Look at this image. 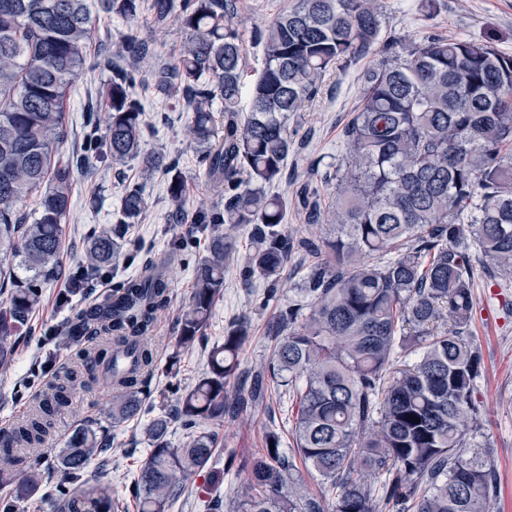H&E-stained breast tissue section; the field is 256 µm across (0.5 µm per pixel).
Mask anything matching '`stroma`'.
<instances>
[{"mask_svg":"<svg viewBox=\"0 0 512 512\" xmlns=\"http://www.w3.org/2000/svg\"><path fill=\"white\" fill-rule=\"evenodd\" d=\"M294 2L237 0L236 22L243 38L248 80H255L263 68V52L254 37L255 31ZM131 30L154 41L162 59L178 52L184 40L183 30L174 22L158 32L146 20L129 23L102 13L97 17L92 42L117 46ZM429 34L487 40L499 52L512 56V0H437L435 13L430 17L423 13L420 0H387L385 37L402 35L417 40ZM377 62V57L372 56L333 70L324 78L318 95L288 121L296 132L295 146L286 164L288 177L273 184L270 191L288 200L286 226L292 236L308 237L317 233L305 221L297 191L307 183L321 198L331 199L333 185L327 182L325 173L346 153L344 129L360 103L362 73ZM139 71L141 83L137 91L145 110V151L180 158L189 187L187 211H194L202 204H222V196L211 189L204 177L197 147L189 135L190 109L156 90L149 63L140 64ZM109 77L107 68L89 67L73 83L66 104L68 137L60 148L63 155L79 149L89 119L106 125V114L93 111L92 104ZM137 180L143 181L147 199L144 215L127 229L128 238L138 245L137 252L120 258L112 268L110 280L95 281L92 288L73 295L68 304L59 302L65 291L63 278L44 285L40 305L30 313L17 338L14 359L8 366L0 367V435L12 431L38 400L48 381L63 368L78 365L77 345L63 344L59 338L73 311L103 297L113 281L139 275L166 260L170 263V304L160 313L152 336L156 368L145 411L140 419L116 430L110 419L111 390L96 386L76 391L70 407L55 419L51 446L42 454V476L37 488L29 499L16 502L14 512H52L55 491L62 483L57 452L65 446L80 420L97 423L111 437L109 448L85 468L84 478L111 483L116 499L132 502L131 474L147 459L149 442L145 427L150 419L166 416L170 442L182 446L187 432L176 415L178 400L206 372L214 343L223 341L224 331L232 323L248 318L252 336L240 355L241 368L268 369L275 347L268 326L289 300L299 296L305 273V261L300 254H291L282 287L274 297H267L265 282L257 278L247 280L241 275L242 260L251 240L249 230L236 231L235 256L227 266L224 289L215 302L210 324L193 347L180 348L177 344L180 317L189 301L193 269L206 255L207 242L192 225L170 223L166 178L159 172L143 176L141 164L136 160L129 161L119 172L102 166L90 178L77 174L71 210L63 226L60 265L64 275L74 271L81 262L86 234L112 226L124 184ZM180 239L189 242L183 259L169 260L172 245ZM474 275L475 311L470 338L482 356V374L475 390L481 422L477 439L487 448L497 473L493 512H512V279L490 275L479 263L474 266ZM174 354L180 359V368L172 373L168 364ZM292 405L288 392L274 384L269 388L266 408L243 413L233 420L213 422L211 428L218 433L223 451L207 470L182 482L171 512H211L214 504L218 505V512H228L230 502L238 499L244 488V466L252 453L263 448L266 432H277L283 448H291L295 416Z\"/></svg>","mask_w":512,"mask_h":512,"instance_id":"stroma-1","label":"stroma"}]
</instances>
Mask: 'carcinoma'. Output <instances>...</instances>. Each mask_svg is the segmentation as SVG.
Segmentation results:
<instances>
[{
	"label": "carcinoma",
	"mask_w": 512,
	"mask_h": 512,
	"mask_svg": "<svg viewBox=\"0 0 512 512\" xmlns=\"http://www.w3.org/2000/svg\"><path fill=\"white\" fill-rule=\"evenodd\" d=\"M100 7L129 22L148 9L154 28L177 16L185 41L152 77L191 109L192 134L205 147L200 163L224 206L186 215L179 158L142 153L136 63L155 58L156 49L132 31L118 50L103 44L98 51L111 71L96 101L108 113L105 132L91 129L79 151L62 157L67 90L88 58L89 0H0V289H7L0 366L12 361L42 285L60 273L75 174L138 157L146 173L166 176L176 223L198 225L208 239L181 316L180 346L202 335L224 288L234 251L225 225L251 229L242 271L272 293L292 248L310 259L300 288L306 301L288 303L271 327V378L296 406L294 453L267 432L265 448L247 462V493L234 512H492L496 472L473 444L482 359L466 336L475 308L472 252L512 277V56L488 41L437 35L382 46L385 0H296L256 31L264 68L248 86L232 23L237 0H100ZM380 47L386 57L365 71L344 132L335 196L323 208L301 192L310 224L324 233L296 243L284 233L286 199L267 191L283 178L294 147L288 116L316 97L330 69ZM216 99L224 103L219 111ZM33 195L30 221L19 204ZM145 209L141 185H126L117 227L85 246L87 272L116 264L127 245L119 225L135 223ZM169 298L168 267H155L75 312L64 337L81 341L83 369L57 375L11 434L0 436V481L17 465L14 449L49 442L55 417L78 389L112 391L114 427L141 415L155 367L148 338ZM250 335L246 318L225 330L207 372L180 397L184 446L169 441L165 417L148 423L151 448L133 476L136 512H170L176 486L215 455L208 425L266 400L265 374L240 369ZM106 442L101 428L75 426L59 470L78 474ZM297 459L322 477L325 492L296 481ZM28 468L12 488L15 500L38 485L39 460ZM113 494L110 483L85 481L58 492L54 512H114Z\"/></svg>",
	"instance_id": "obj_1"
}]
</instances>
